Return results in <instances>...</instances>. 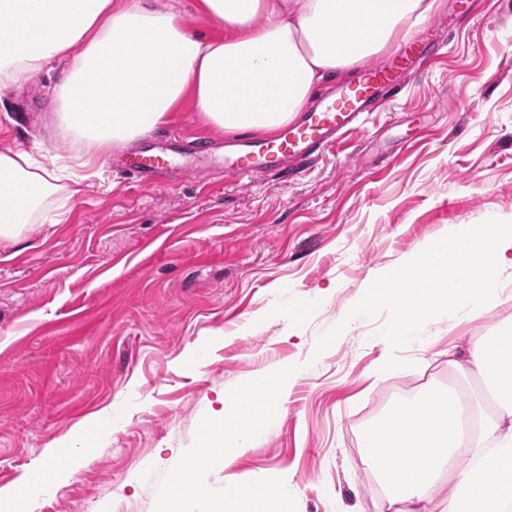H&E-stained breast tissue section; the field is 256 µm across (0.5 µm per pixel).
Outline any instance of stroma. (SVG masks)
Listing matches in <instances>:
<instances>
[{"instance_id": "stroma-1", "label": "stroma", "mask_w": 512, "mask_h": 512, "mask_svg": "<svg viewBox=\"0 0 512 512\" xmlns=\"http://www.w3.org/2000/svg\"><path fill=\"white\" fill-rule=\"evenodd\" d=\"M430 61L367 124L294 180L173 174L136 185L99 159L60 223L0 242V493L61 437L109 411L122 428L29 512H154L162 475L229 390L312 361L276 422L208 486L288 476L297 512H357L379 489L360 429L399 395L447 383L446 350L490 333L512 302L458 323H431V350L406 351L385 382L374 338L386 314L355 317L323 353L319 337L422 242L491 218L512 219V0H441ZM66 76L0 85V151L65 156L84 145L54 119ZM188 149L222 146L192 100L165 124ZM313 308L299 327L269 314Z\"/></svg>"}]
</instances>
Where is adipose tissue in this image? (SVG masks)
<instances>
[{
	"mask_svg": "<svg viewBox=\"0 0 512 512\" xmlns=\"http://www.w3.org/2000/svg\"><path fill=\"white\" fill-rule=\"evenodd\" d=\"M438 0H200L220 33L191 32L145 0H0V80L62 60L59 127L94 150L142 137L184 100L229 134L270 138L295 121L324 81L410 41ZM80 175L46 153L0 152V239L15 243L65 209ZM453 381L395 397L358 437L381 495L377 512H503L512 503V320L449 353ZM483 378L499 407L483 415L460 380ZM112 433L103 415L63 437L8 493L12 512L33 489L68 482Z\"/></svg>",
	"mask_w": 512,
	"mask_h": 512,
	"instance_id": "obj_1",
	"label": "adipose tissue"
}]
</instances>
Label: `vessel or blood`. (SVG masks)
<instances>
[{
    "instance_id": "b4317fda",
    "label": "vessel or blood",
    "mask_w": 512,
    "mask_h": 512,
    "mask_svg": "<svg viewBox=\"0 0 512 512\" xmlns=\"http://www.w3.org/2000/svg\"><path fill=\"white\" fill-rule=\"evenodd\" d=\"M420 55L418 47L410 46L397 54L394 67L368 66L356 82L339 85L334 95L322 98L316 109L301 113L275 137L239 136L225 143L219 157L211 144H195L191 160L181 170L206 174L220 166L226 174L242 179L287 177L293 169L334 147L362 113L372 110L378 92H399L405 80L415 74ZM178 150L175 137L158 134L148 138L139 151L121 158L120 163L138 181L158 184L172 171Z\"/></svg>"
}]
</instances>
